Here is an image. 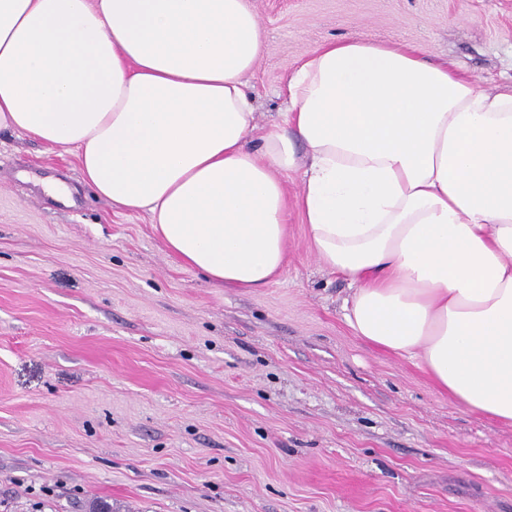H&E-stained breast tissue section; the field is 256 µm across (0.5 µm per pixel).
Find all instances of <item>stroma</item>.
<instances>
[{
	"label": "stroma",
	"instance_id": "stroma-1",
	"mask_svg": "<svg viewBox=\"0 0 512 512\" xmlns=\"http://www.w3.org/2000/svg\"><path fill=\"white\" fill-rule=\"evenodd\" d=\"M249 4L259 136L302 53L355 34L512 90V0ZM302 181L285 182L280 273L217 288L148 212L98 196L74 151L0 130V512H512V425L355 336Z\"/></svg>",
	"mask_w": 512,
	"mask_h": 512
}]
</instances>
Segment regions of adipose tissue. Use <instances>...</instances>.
I'll return each mask as SVG.
<instances>
[{
	"instance_id": "adipose-tissue-1",
	"label": "adipose tissue",
	"mask_w": 512,
	"mask_h": 512,
	"mask_svg": "<svg viewBox=\"0 0 512 512\" xmlns=\"http://www.w3.org/2000/svg\"><path fill=\"white\" fill-rule=\"evenodd\" d=\"M247 0H0V130L74 150L215 285L286 262L284 175L355 336L512 424V91L353 36L305 54L252 145L265 52Z\"/></svg>"
}]
</instances>
